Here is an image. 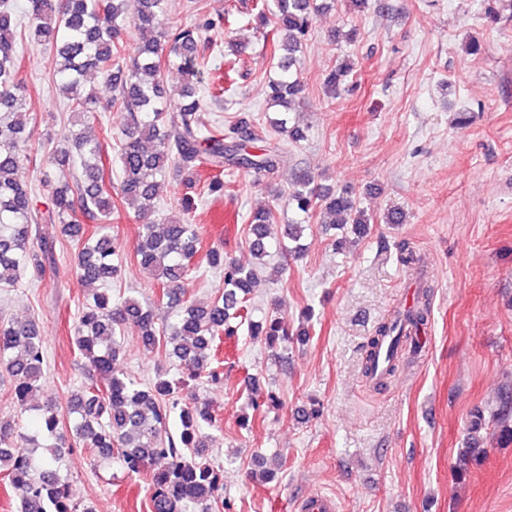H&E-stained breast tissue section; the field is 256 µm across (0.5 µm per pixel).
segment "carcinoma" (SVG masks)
Segmentation results:
<instances>
[{"label": "carcinoma", "mask_w": 512, "mask_h": 512, "mask_svg": "<svg viewBox=\"0 0 512 512\" xmlns=\"http://www.w3.org/2000/svg\"><path fill=\"white\" fill-rule=\"evenodd\" d=\"M163 0H28V36L55 50L53 77L60 94L70 101L68 131L40 165L39 183L48 194L52 211L61 224V235L77 242L74 267L86 295L73 325V341L88 359L90 374L71 395L63 413L51 400L37 393L46 380V347L34 320H0V376L11 383L20 413H33L30 430L20 420H0V473L18 501L20 512H94L70 496L62 473L66 452L84 447L104 460L117 459L131 474L151 470L148 484L151 512H213L222 491L219 469L208 461L215 417L189 382L205 380L224 384V364L218 347L231 321L247 326L250 338L282 352L294 343L288 321L268 315L255 319L250 294L254 269L238 263L213 245L204 255L208 267L224 276V289L199 305L185 299L184 280L190 263L201 249L198 225L188 218L151 220L163 193L168 191L169 170L182 175L181 184L199 195H224V165L256 178L278 172L284 149L265 142L248 117L227 126L205 121L204 98L198 84L200 70L218 51L220 31L240 22L227 12L219 19L196 6L199 21L171 25L163 17ZM327 8V0H257L253 20L271 29V52L276 59L274 76L265 95L274 117L272 130L294 143L304 131L291 123L290 112L304 92L298 53L308 39L313 20ZM133 23L146 34L133 53L120 38L123 27ZM22 36L9 0H0V287H14L20 276L40 278L54 260L57 240L43 237L37 227L39 210L33 191L15 178L19 167L31 161L28 144L33 118L24 110L28 85L20 78L22 60L17 40ZM176 69L185 86L181 99L171 104L165 97V73ZM94 71L112 84L111 107L128 116L123 137L115 141L120 179L102 161L100 138L86 132L96 97L84 92L87 74ZM72 163V182L58 184L51 174L54 164ZM288 205L297 219L287 224L286 236L297 240L306 219L319 213V223L334 229L350 224L358 234L369 231L370 218L347 191L320 192L313 178L302 173L292 180ZM133 210L142 221L135 254L152 275L158 289L155 303L167 308L156 324L153 310L129 296L113 297L105 290L118 275L114 256L119 236L112 221L121 219L120 208ZM275 219L270 208L250 218L249 234L254 255L268 253V226ZM93 225L92 229L85 225ZM432 288L421 287L412 303L380 323L368 343L363 371L372 375L381 344L393 339L386 385L397 367L394 347L425 332L431 316ZM133 329L148 349L162 346L178 362L186 379L176 386L159 369L149 383H141L115 367L121 336ZM178 411L180 431H168L171 413ZM512 419V391L502 396V409L491 425L506 428Z\"/></svg>", "instance_id": "cac0c4a2"}]
</instances>
